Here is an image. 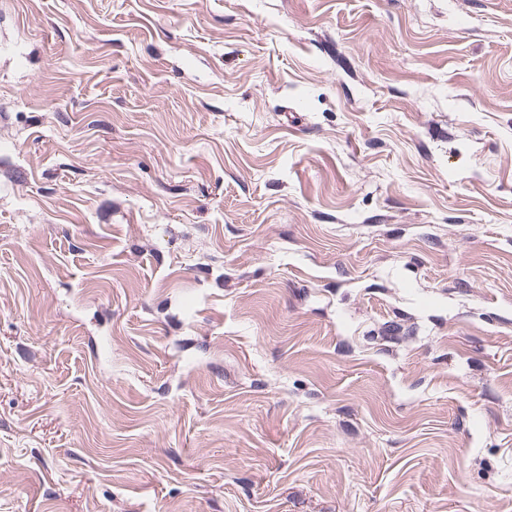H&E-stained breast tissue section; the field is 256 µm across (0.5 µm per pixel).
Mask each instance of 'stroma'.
<instances>
[{
    "label": "stroma",
    "instance_id": "35a3bbf8",
    "mask_svg": "<svg viewBox=\"0 0 512 512\" xmlns=\"http://www.w3.org/2000/svg\"><path fill=\"white\" fill-rule=\"evenodd\" d=\"M0 512H512V0H0Z\"/></svg>",
    "mask_w": 512,
    "mask_h": 512
}]
</instances>
